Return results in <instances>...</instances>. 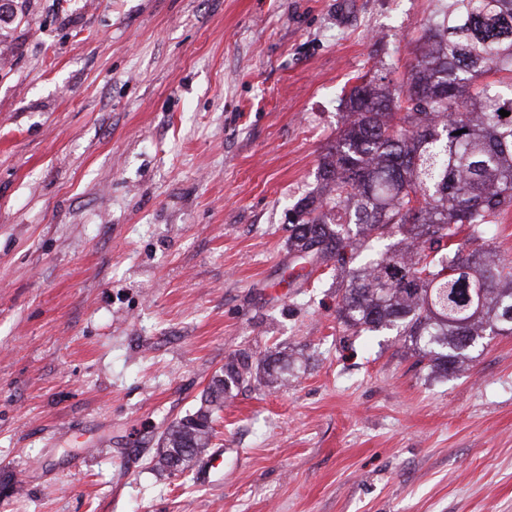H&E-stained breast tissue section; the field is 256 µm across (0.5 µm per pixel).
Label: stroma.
<instances>
[{
    "label": "stroma",
    "instance_id": "stroma-1",
    "mask_svg": "<svg viewBox=\"0 0 512 512\" xmlns=\"http://www.w3.org/2000/svg\"><path fill=\"white\" fill-rule=\"evenodd\" d=\"M448 0H13L0 21V512H512V334L445 378L296 266L355 77ZM295 375L158 439L239 354Z\"/></svg>",
    "mask_w": 512,
    "mask_h": 512
}]
</instances>
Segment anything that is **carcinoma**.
<instances>
[{"instance_id":"obj_1","label":"carcinoma","mask_w":512,"mask_h":512,"mask_svg":"<svg viewBox=\"0 0 512 512\" xmlns=\"http://www.w3.org/2000/svg\"><path fill=\"white\" fill-rule=\"evenodd\" d=\"M343 101L353 119L319 159L321 194L290 212V250L336 261L346 326H397L419 363L452 371L485 333L512 334V261L466 250L512 209V0H448L398 87L361 77ZM292 364L286 350L255 367L231 359L161 434L160 461H189L225 398L245 382L285 384Z\"/></svg>"}]
</instances>
